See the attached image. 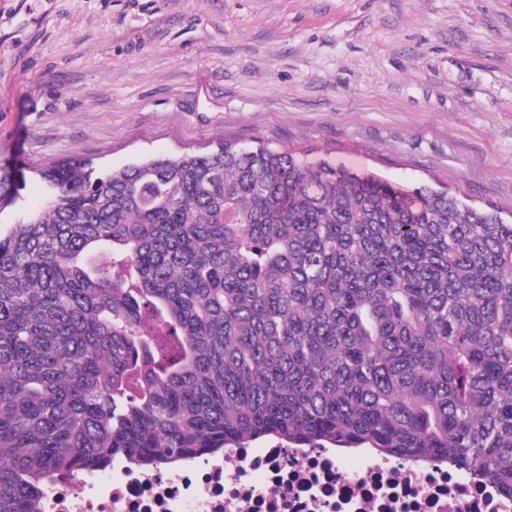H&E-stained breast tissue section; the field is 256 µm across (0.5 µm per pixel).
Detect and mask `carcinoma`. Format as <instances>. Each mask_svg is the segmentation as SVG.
Masks as SVG:
<instances>
[{
	"instance_id": "carcinoma-1",
	"label": "carcinoma",
	"mask_w": 512,
	"mask_h": 512,
	"mask_svg": "<svg viewBox=\"0 0 512 512\" xmlns=\"http://www.w3.org/2000/svg\"><path fill=\"white\" fill-rule=\"evenodd\" d=\"M45 178L0 233V512L271 439L512 493L511 223L263 143Z\"/></svg>"
}]
</instances>
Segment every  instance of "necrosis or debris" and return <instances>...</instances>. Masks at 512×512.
<instances>
[{"label": "necrosis or debris", "mask_w": 512, "mask_h": 512, "mask_svg": "<svg viewBox=\"0 0 512 512\" xmlns=\"http://www.w3.org/2000/svg\"><path fill=\"white\" fill-rule=\"evenodd\" d=\"M43 512H512V494L439 460L270 441L180 462L83 471L51 484Z\"/></svg>", "instance_id": "obj_1"}]
</instances>
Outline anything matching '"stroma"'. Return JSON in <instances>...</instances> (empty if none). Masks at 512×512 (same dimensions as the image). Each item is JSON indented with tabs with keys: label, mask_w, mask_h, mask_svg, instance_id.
I'll use <instances>...</instances> for the list:
<instances>
[{
	"label": "stroma",
	"mask_w": 512,
	"mask_h": 512,
	"mask_svg": "<svg viewBox=\"0 0 512 512\" xmlns=\"http://www.w3.org/2000/svg\"><path fill=\"white\" fill-rule=\"evenodd\" d=\"M222 142L512 215V0H0L1 227Z\"/></svg>",
	"instance_id": "stroma-1"
}]
</instances>
